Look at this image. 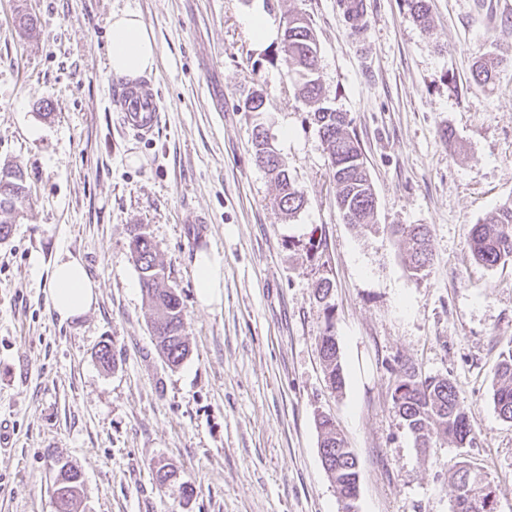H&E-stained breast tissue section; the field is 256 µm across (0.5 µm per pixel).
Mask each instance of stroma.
Here are the masks:
<instances>
[{
	"label": "stroma",
	"instance_id": "1",
	"mask_svg": "<svg viewBox=\"0 0 512 512\" xmlns=\"http://www.w3.org/2000/svg\"><path fill=\"white\" fill-rule=\"evenodd\" d=\"M26 4L36 38L13 17ZM340 0H0V167L30 202L0 240V512H55L59 464L84 479L79 512H341L320 456L317 417L334 418L360 471L355 512H452L455 465L499 485L512 512V423L496 413L494 372L512 349V263L489 267L472 225L512 200V0H366L356 43ZM262 11L273 36L246 26ZM155 33L161 121L141 140L110 106L114 13ZM292 14L319 44L324 106L347 113L377 200L374 230L345 223L311 113L276 35ZM497 63L475 87L478 58ZM263 88L264 112L241 100ZM262 122L306 204L285 218L255 162ZM452 131L445 141L444 131ZM427 224L433 262L413 276L391 232ZM142 226L185 313L191 353L159 355L152 308L130 256ZM317 250H310V242ZM224 255V300L197 301L193 260ZM79 257L94 307L62 322L50 270ZM333 283L344 375L332 390L318 336L317 281ZM116 358L103 367L102 346ZM454 383L472 444L420 447L395 412L401 365ZM177 471L167 484L156 466ZM194 493L186 495L183 486Z\"/></svg>",
	"mask_w": 512,
	"mask_h": 512
}]
</instances>
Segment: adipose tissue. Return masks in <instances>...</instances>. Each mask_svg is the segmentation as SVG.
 Here are the masks:
<instances>
[{"mask_svg": "<svg viewBox=\"0 0 512 512\" xmlns=\"http://www.w3.org/2000/svg\"><path fill=\"white\" fill-rule=\"evenodd\" d=\"M114 76L135 78L155 69L157 43L153 29L141 15L126 11L112 18L108 50ZM198 302L210 307L224 299V255L217 250L197 253L193 261ZM97 285L74 255L58 257L48 281V300L60 321L90 311L97 302Z\"/></svg>", "mask_w": 512, "mask_h": 512, "instance_id": "ef3b65f1", "label": "adipose tissue"}]
</instances>
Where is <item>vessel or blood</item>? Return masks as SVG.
Masks as SVG:
<instances>
[{"label":"vessel or blood","instance_id":"b4317fda","mask_svg":"<svg viewBox=\"0 0 512 512\" xmlns=\"http://www.w3.org/2000/svg\"><path fill=\"white\" fill-rule=\"evenodd\" d=\"M115 111L120 112L124 129L146 139L160 123V105L149 80L128 81L112 93Z\"/></svg>","mask_w":512,"mask_h":512}]
</instances>
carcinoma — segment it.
I'll return each mask as SVG.
<instances>
[{"label": "carcinoma", "mask_w": 512, "mask_h": 512, "mask_svg": "<svg viewBox=\"0 0 512 512\" xmlns=\"http://www.w3.org/2000/svg\"><path fill=\"white\" fill-rule=\"evenodd\" d=\"M281 52L288 60V68L297 76V94L311 102L321 95L320 77L314 73L317 66V40L309 22L292 25L282 31ZM497 63L482 58L476 62L474 81L485 87L492 83ZM313 123L330 159L333 180L336 182V202L348 224L363 227L375 225V192L368 177L361 149L356 139L347 131L346 114L318 107L313 112ZM252 144L256 163L274 180L278 193V209L288 218L294 217L305 205L304 192L289 176L288 169L277 149L269 145L267 130L256 125L252 131ZM28 201L27 187L21 171L11 167L0 168V213L13 214ZM400 236L405 263L414 275L427 271L432 260L430 250L431 230L427 224L401 225L394 229ZM473 257L490 267L512 262V201L502 205L498 212L481 224H475L470 234ZM130 255L139 272L142 290L150 300L154 315L152 332L156 346L165 362L179 366L189 355V343L184 336V310L177 292L165 284V268L158 260L157 247L143 232L133 234ZM333 285L323 278L315 288V297L325 305L326 323L318 336V345L325 366L326 377L332 389L342 387L343 372L338 362L333 311L330 304ZM493 403L499 416L512 422V350L500 362ZM394 408L415 435L421 446L428 444L430 436L451 438L457 444L472 442L471 428L461 407L453 383L446 377H420L411 366H402L398 384L392 393ZM320 447L326 460L323 467L331 480L338 485L343 496L355 488L354 463L347 458H336V449L344 440L333 418L319 416ZM60 485L65 512H77L83 481L79 472L68 464L59 467ZM467 479L470 494L455 500L452 512H496L501 488L488 480L478 470L459 467L449 473L453 486Z\"/></svg>", "instance_id": "1"}]
</instances>
